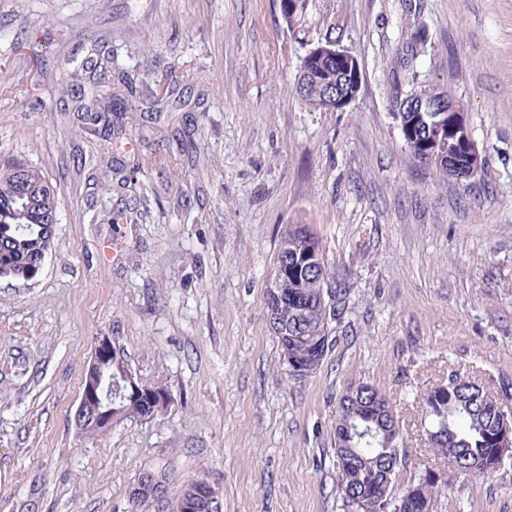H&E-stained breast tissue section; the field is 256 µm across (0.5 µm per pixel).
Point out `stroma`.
Masks as SVG:
<instances>
[{"label": "stroma", "mask_w": 512, "mask_h": 512, "mask_svg": "<svg viewBox=\"0 0 512 512\" xmlns=\"http://www.w3.org/2000/svg\"><path fill=\"white\" fill-rule=\"evenodd\" d=\"M279 0H0V161L39 167L58 224L31 280L0 278V512H128L139 472L173 484L208 472L223 512H346L336 492L338 401L377 385L400 417L408 479L435 473L438 512H512V460L488 477L433 455L422 395L457 373L512 414V0H412L434 42L419 69L466 106L484 177L446 181L406 150L383 69L402 0H310L304 33ZM110 32L134 89L179 85L168 107L126 113L143 152L183 129L193 162L143 168L104 193L76 169L93 136L60 104L76 97L91 44ZM357 55L343 112L294 91L309 43ZM198 80L183 79L184 66ZM148 214L111 224L113 209ZM313 224L348 289L315 374L289 377L265 318L284 225ZM175 402L107 436L70 423L98 337Z\"/></svg>", "instance_id": "35a3bbf8"}]
</instances>
